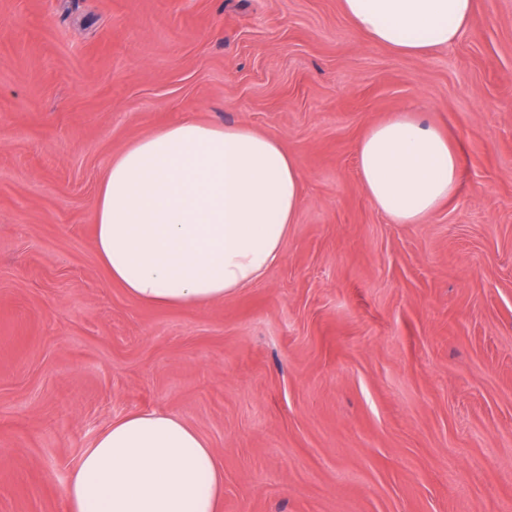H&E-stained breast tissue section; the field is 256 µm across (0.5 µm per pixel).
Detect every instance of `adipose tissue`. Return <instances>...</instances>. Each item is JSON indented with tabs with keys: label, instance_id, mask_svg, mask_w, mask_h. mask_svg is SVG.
<instances>
[{
	"label": "adipose tissue",
	"instance_id": "ef3b65f1",
	"mask_svg": "<svg viewBox=\"0 0 512 512\" xmlns=\"http://www.w3.org/2000/svg\"><path fill=\"white\" fill-rule=\"evenodd\" d=\"M367 40L408 55L451 46L473 0H342ZM360 183L396 224L453 200L460 164L443 131L415 113L372 125L356 146ZM297 159L275 137L189 118L113 156L93 203L97 256L134 302L223 301L282 258L302 203ZM68 512H222L224 467L179 416L142 410L112 422L70 471Z\"/></svg>",
	"mask_w": 512,
	"mask_h": 512
}]
</instances>
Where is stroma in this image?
Returning <instances> with one entry per match:
<instances>
[{
    "mask_svg": "<svg viewBox=\"0 0 512 512\" xmlns=\"http://www.w3.org/2000/svg\"><path fill=\"white\" fill-rule=\"evenodd\" d=\"M447 132L455 199L379 211L356 143ZM299 159L279 265L223 302L131 301L93 243L114 154L180 117ZM164 409L222 512H512V0L450 47L366 40L341 0H0V512H67L112 421Z\"/></svg>",
    "mask_w": 512,
    "mask_h": 512,
    "instance_id": "1",
    "label": "stroma"
}]
</instances>
